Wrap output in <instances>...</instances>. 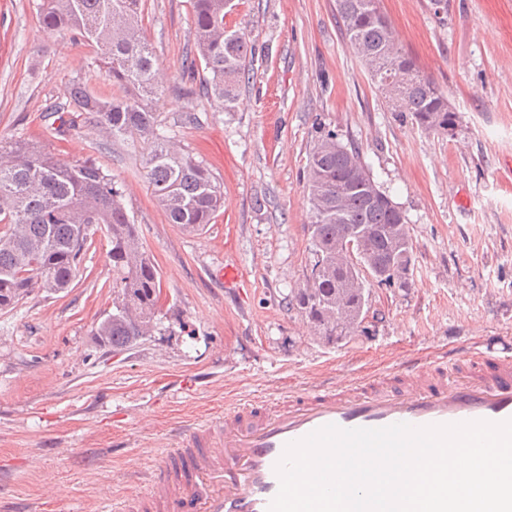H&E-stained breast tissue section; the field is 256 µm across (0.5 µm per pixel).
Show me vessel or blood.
<instances>
[{
    "instance_id": "vessel-or-blood-1",
    "label": "vessel or blood",
    "mask_w": 512,
    "mask_h": 512,
    "mask_svg": "<svg viewBox=\"0 0 512 512\" xmlns=\"http://www.w3.org/2000/svg\"><path fill=\"white\" fill-rule=\"evenodd\" d=\"M512 419V351L472 336L453 361L403 362L346 387L313 386L227 405L220 422L189 425L153 465L146 487L113 512H267L288 443L336 425L415 427Z\"/></svg>"
}]
</instances>
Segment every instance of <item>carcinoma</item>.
I'll return each mask as SVG.
<instances>
[{"mask_svg":"<svg viewBox=\"0 0 512 512\" xmlns=\"http://www.w3.org/2000/svg\"><path fill=\"white\" fill-rule=\"evenodd\" d=\"M48 31L69 30L96 49L117 92L102 96L74 81L67 102L50 107L55 130L76 127L85 114L114 137L141 140L152 194L169 223L199 231L224 206V189L206 164L174 148L158 129L149 102L162 74L142 38V0H36ZM230 0H194L192 35L204 63V88L225 111L235 108L240 84L249 78L255 50L247 35L224 28ZM336 18L353 53L388 94L395 112H408L422 128L447 132L456 115L415 62L394 53L397 34L379 0H336ZM338 134L322 132L308 155L306 184L313 208L310 265L313 287L291 293L288 305L305 316L327 341L340 343L357 331L366 305L364 289H351L349 268H336V248L357 230L372 229L360 263L373 274L388 273L409 288L413 240L403 212L391 196L373 192V176L360 149H336ZM122 191L94 161L72 165L24 139L0 141V311L8 313L33 292L63 291L79 271L92 230L107 228L112 245V312L95 327L101 345L122 351L154 335L160 273L135 243L137 227ZM349 319L336 321V302Z\"/></svg>","mask_w":512,"mask_h":512,"instance_id":"1","label":"carcinoma"}]
</instances>
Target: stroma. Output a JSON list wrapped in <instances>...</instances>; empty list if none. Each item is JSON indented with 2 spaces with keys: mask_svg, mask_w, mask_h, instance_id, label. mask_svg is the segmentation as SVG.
Wrapping results in <instances>:
<instances>
[{
  "mask_svg": "<svg viewBox=\"0 0 512 512\" xmlns=\"http://www.w3.org/2000/svg\"><path fill=\"white\" fill-rule=\"evenodd\" d=\"M403 52L457 116L452 132L393 112L347 47L335 0H233L228 30L256 47L234 110L187 80L191 0H143L141 34L164 76L151 106L179 146L224 186L203 230L167 218L146 178L147 145L88 122L52 129L47 107L79 80L112 84L87 43L43 29L32 0H0V139L102 165L123 191L165 299L161 329L114 353L93 330L112 310L111 243L96 229L64 292L0 313V494L25 512H111L134 476L193 420L238 396L382 374L467 336L512 344V0H380ZM358 145L401 206L412 285L366 284L368 322L341 344L288 305L309 268L313 213L303 177L321 128ZM241 278L224 285L225 263Z\"/></svg>",
  "mask_w": 512,
  "mask_h": 512,
  "instance_id": "obj_1",
  "label": "stroma"
}]
</instances>
